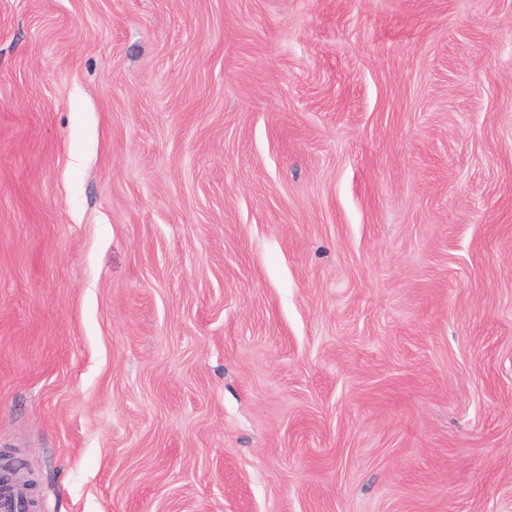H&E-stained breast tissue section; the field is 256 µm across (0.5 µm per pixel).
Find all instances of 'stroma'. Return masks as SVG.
<instances>
[{"label":"stroma","mask_w":512,"mask_h":512,"mask_svg":"<svg viewBox=\"0 0 512 512\" xmlns=\"http://www.w3.org/2000/svg\"><path fill=\"white\" fill-rule=\"evenodd\" d=\"M0 454L37 512H512V0H0Z\"/></svg>","instance_id":"1"}]
</instances>
